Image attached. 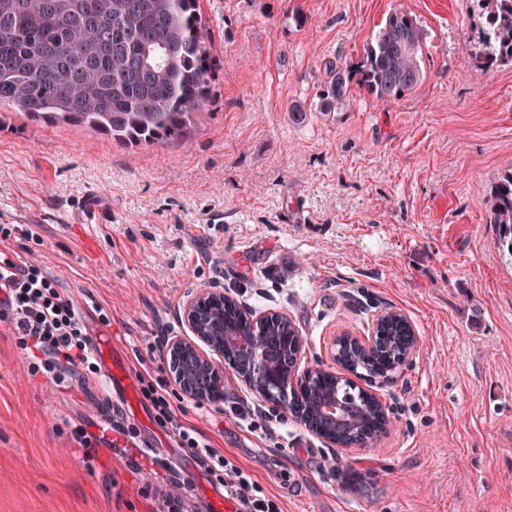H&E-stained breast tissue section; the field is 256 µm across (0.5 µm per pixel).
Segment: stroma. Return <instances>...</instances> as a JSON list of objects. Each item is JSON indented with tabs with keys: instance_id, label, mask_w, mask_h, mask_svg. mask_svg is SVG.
<instances>
[{
	"instance_id": "obj_1",
	"label": "stroma",
	"mask_w": 512,
	"mask_h": 512,
	"mask_svg": "<svg viewBox=\"0 0 512 512\" xmlns=\"http://www.w3.org/2000/svg\"><path fill=\"white\" fill-rule=\"evenodd\" d=\"M218 66L189 141L126 147L90 129L0 111V224L30 248L130 374L168 378L158 337L187 332L188 292L221 288L288 313L309 363L334 334L370 332L391 307L420 345L375 446L336 453L227 375L214 407L182 421L278 497L283 512H512V260L487 219L512 169V64L482 67L473 0H200ZM424 32L423 81L395 101L360 83L364 50L394 11ZM345 99L323 111L328 62ZM304 122H294L292 106ZM0 321V512H207L217 485L138 401L134 441L104 451V376L32 375ZM258 407L251 421L235 406ZM87 443L79 445L75 431Z\"/></svg>"
}]
</instances>
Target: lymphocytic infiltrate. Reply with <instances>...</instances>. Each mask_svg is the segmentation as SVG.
<instances>
[{"instance_id":"obj_1","label":"lymphocytic infiltrate","mask_w":512,"mask_h":512,"mask_svg":"<svg viewBox=\"0 0 512 512\" xmlns=\"http://www.w3.org/2000/svg\"><path fill=\"white\" fill-rule=\"evenodd\" d=\"M0 287L7 292L0 305V321L12 325L23 350L37 355L33 372L51 374L65 363L97 374L99 366L92 360L81 316L40 265L0 252ZM141 393L151 403L157 424L172 430L180 446L189 449L223 486L238 512H282L278 499L265 494L240 467L181 424L164 382L142 380Z\"/></svg>"}]
</instances>
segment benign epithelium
I'll use <instances>...</instances> for the list:
<instances>
[{
    "label": "benign epithelium",
    "mask_w": 512,
    "mask_h": 512,
    "mask_svg": "<svg viewBox=\"0 0 512 512\" xmlns=\"http://www.w3.org/2000/svg\"><path fill=\"white\" fill-rule=\"evenodd\" d=\"M393 319L401 321L405 337L396 347L398 355L391 373L359 384L357 375L344 364L342 348L351 344L366 354L390 348L383 339L382 328ZM181 321L190 335L167 339L163 352L171 380L184 396L200 404H223L224 374L230 369L253 395L272 408L289 413L299 424L319 416L320 426L312 434L325 447L344 451L367 448L389 432L395 408L382 399L379 390L401 381L420 342L412 321L404 313L386 308L373 319L369 335L343 332L332 337V365L305 366L302 358L307 340L286 312L257 311L222 288H201L187 295ZM316 371L345 380L367 393L368 404L380 418V431L374 435H348L349 430L359 426L365 408L334 395L323 397L313 409L304 405L300 392Z\"/></svg>",
    "instance_id": "1"
}]
</instances>
